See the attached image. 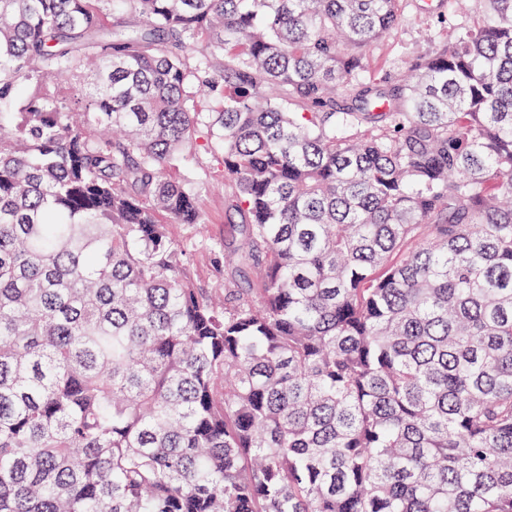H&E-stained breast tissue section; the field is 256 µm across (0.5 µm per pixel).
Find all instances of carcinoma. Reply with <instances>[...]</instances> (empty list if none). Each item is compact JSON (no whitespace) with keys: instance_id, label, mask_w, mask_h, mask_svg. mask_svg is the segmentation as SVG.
<instances>
[{"instance_id":"1","label":"carcinoma","mask_w":512,"mask_h":512,"mask_svg":"<svg viewBox=\"0 0 512 512\" xmlns=\"http://www.w3.org/2000/svg\"><path fill=\"white\" fill-rule=\"evenodd\" d=\"M400 20L0 0V512H512V0ZM425 0H401L402 19L389 35L379 39L370 49L367 77L380 78L385 71L410 55L434 52L441 43L442 30L437 26V16L453 22L460 15L458 0H435V10H424ZM420 4L419 6L417 4ZM206 203L205 224L198 226L197 233L206 239L223 242L233 234L232 222L224 203V187H210L203 192Z\"/></svg>"}]
</instances>
